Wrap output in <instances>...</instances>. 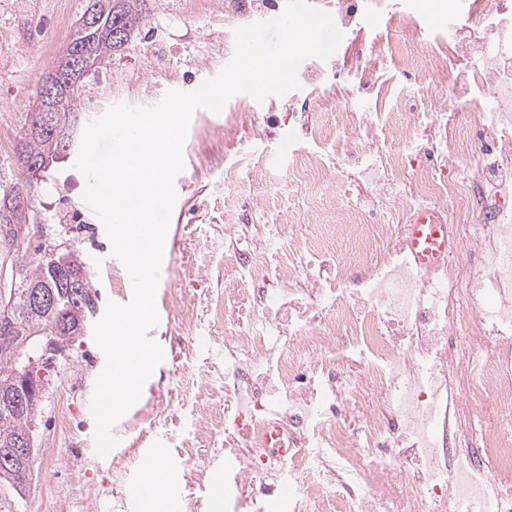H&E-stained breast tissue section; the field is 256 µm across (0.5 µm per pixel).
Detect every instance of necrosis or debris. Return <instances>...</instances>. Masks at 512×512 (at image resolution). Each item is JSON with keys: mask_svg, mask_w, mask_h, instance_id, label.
I'll list each match as a JSON object with an SVG mask.
<instances>
[{"mask_svg": "<svg viewBox=\"0 0 512 512\" xmlns=\"http://www.w3.org/2000/svg\"><path fill=\"white\" fill-rule=\"evenodd\" d=\"M403 19L401 0H338L333 15L347 80L365 94L358 112L336 101L343 134L332 152L288 151V169L321 192L344 173L372 192L397 183L398 206L381 223L350 209L356 253L316 275L313 247L269 225L265 252L239 249L235 278L256 317L215 304L224 322V373L206 376L213 405L203 446L224 451L231 478L215 494L224 512H512V430L489 426L470 395L512 418V0H448L449 29L414 62L396 46L362 59L374 15ZM419 70L415 97L440 141L416 146V121L394 122L395 74ZM478 123L476 165L460 170L459 110ZM399 136L401 148L379 144ZM456 209L454 260L418 269L405 245L416 212ZM287 260L289 287L262 288L265 261ZM280 427L287 454L273 448Z\"/></svg>", "mask_w": 512, "mask_h": 512, "instance_id": "4bbe7bcc", "label": "necrosis or debris"}]
</instances>
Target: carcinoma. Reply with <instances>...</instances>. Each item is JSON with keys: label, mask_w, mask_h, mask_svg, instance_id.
Listing matches in <instances>:
<instances>
[{"label": "carcinoma", "mask_w": 512, "mask_h": 512, "mask_svg": "<svg viewBox=\"0 0 512 512\" xmlns=\"http://www.w3.org/2000/svg\"><path fill=\"white\" fill-rule=\"evenodd\" d=\"M116 11L99 12L100 27L107 29L118 24L126 27L124 39L100 37L94 43V56L102 63L130 41L132 33L139 30L143 21L142 0H115ZM79 86H74L56 105L45 112H31L28 128L20 141L18 154L34 158L42 163L53 161L69 151L51 136L54 130L73 133L77 122ZM17 186L0 191V241L21 242L19 232L29 220V209L19 207L13 193ZM32 288L46 289L54 293V305L47 308H28L24 294ZM98 294L88 279L85 262L79 252L69 250L55 257L44 251L38 257L25 253L16 255L11 263L8 297L0 306V316L9 313L13 327L7 334L0 333V401L17 395L11 349L27 339L24 351L36 355L46 344L61 355L69 354L76 341L84 335L97 311ZM41 410V403L17 409L0 404V449L9 448L20 435L32 431ZM32 479V468L18 466L0 471V482L11 486L21 494Z\"/></svg>", "instance_id": "cac0c4a2"}]
</instances>
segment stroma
Returning a JSON list of instances; mask_svg holds the SVG:
<instances>
[{"label": "stroma", "instance_id": "35a3bbf8", "mask_svg": "<svg viewBox=\"0 0 512 512\" xmlns=\"http://www.w3.org/2000/svg\"><path fill=\"white\" fill-rule=\"evenodd\" d=\"M446 0H408L410 11L422 29L421 41L407 39L397 22L381 24L384 40L399 45L411 58L421 59L425 43L437 35L441 6ZM88 0H0V53L11 54L13 67L0 75V183L18 184L31 199L38 222L49 232L40 244L74 243L84 256L89 279L99 294L100 305L128 304L133 297L130 276L112 254V244L95 213H83L82 194L86 179L74 169L72 157L54 163L31 178L22 174L15 158L16 145L28 112H31L40 82L61 52L54 44L48 55L31 58L25 49L35 33L62 29L70 33L82 16ZM286 0H220L205 10L198 0H143V22L134 37L107 63L90 70L81 80L78 130H85L112 105L151 107L171 90L189 92L205 79L215 77L232 59L234 31L248 24L249 15L260 12L268 20L282 13ZM321 85L309 90L307 65L297 73L300 87L295 95H271L256 101L249 95L231 97L222 112L200 108L193 112L183 145L184 169L174 179L177 199L165 239L166 253L156 293L160 320L148 335L163 349L164 359L146 381L142 395L164 391L169 379L193 385L208 371L223 367L224 348L214 343L220 327L201 325L199 342L190 344L179 318L189 299L216 288H233L236 266L233 254L224 250V227L237 225L241 244L262 249L268 243L267 227L279 224L299 241H311L321 227L333 226L323 239L330 256L349 253L345 228L336 224L334 213L345 186H329L317 204H310L308 187L292 181L287 163L273 164L288 136L289 112H302L305 120L319 127L322 144L336 142V112L339 96H353L358 111H365L364 97L336 76V61L321 63ZM234 113L236 127L221 139L201 138V125L220 126L226 113ZM105 355L93 334H86L68 359L56 360L38 376L45 389L36 420V448L52 446L61 454L54 466L33 464L29 491L17 494L0 484V499H8L13 512H54L56 494L68 495L72 512H112V462L95 452V423L90 402L99 367ZM74 408L67 429H59L62 401ZM206 404L178 411V421L157 426L142 420L128 429L120 418L112 429L119 447L128 449L136 462L130 477H141L146 452L164 449L163 469L168 490L182 495L191 464L184 452L190 445Z\"/></svg>", "mask_w": 512, "mask_h": 512}]
</instances>
